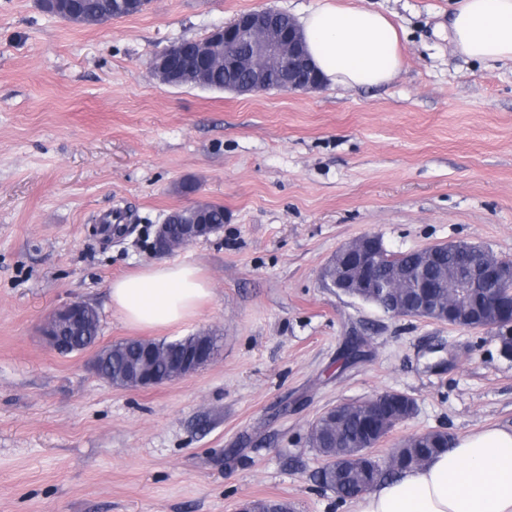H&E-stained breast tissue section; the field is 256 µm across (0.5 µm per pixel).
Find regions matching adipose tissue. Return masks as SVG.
Returning a JSON list of instances; mask_svg holds the SVG:
<instances>
[{
    "label": "adipose tissue",
    "instance_id": "1",
    "mask_svg": "<svg viewBox=\"0 0 512 512\" xmlns=\"http://www.w3.org/2000/svg\"><path fill=\"white\" fill-rule=\"evenodd\" d=\"M301 27L313 63L338 86H380L401 68L398 31L377 10L327 2ZM448 37L469 59L512 63V0H456ZM109 291L125 323L149 327L184 322L211 296L200 269L184 263L147 265ZM353 512H512V428L489 425L457 437L425 468L359 496Z\"/></svg>",
    "mask_w": 512,
    "mask_h": 512
}]
</instances>
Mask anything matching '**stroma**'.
<instances>
[{
    "instance_id": "1",
    "label": "stroma",
    "mask_w": 512,
    "mask_h": 512,
    "mask_svg": "<svg viewBox=\"0 0 512 512\" xmlns=\"http://www.w3.org/2000/svg\"><path fill=\"white\" fill-rule=\"evenodd\" d=\"M342 2L398 29L389 84L241 96L161 83L151 62L241 13L323 0H151L90 26L0 0V512H351L315 479L325 409L414 398L381 460L418 433L512 427L495 333L394 317L321 277L369 233L512 260V66L455 52L449 0ZM198 201L223 205V229L156 253L157 224ZM106 221L130 231L103 238ZM162 261L200 268L211 298L181 324L128 326L110 282ZM74 300L100 336L61 355L41 328ZM198 332L218 351L193 375L130 389L92 368L113 343Z\"/></svg>"
}]
</instances>
